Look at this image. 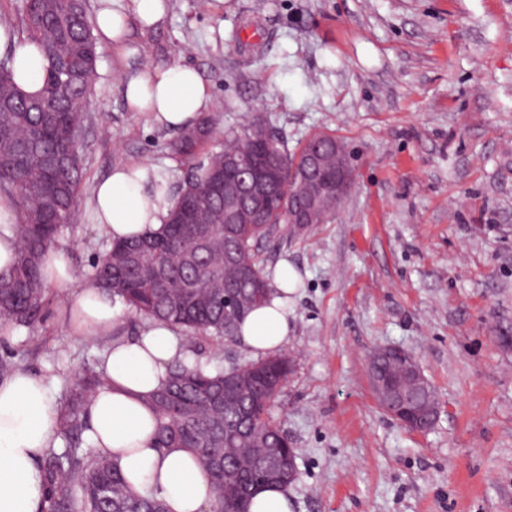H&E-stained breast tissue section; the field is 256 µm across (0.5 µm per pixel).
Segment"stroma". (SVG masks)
<instances>
[{
  "label": "stroma",
  "instance_id": "obj_1",
  "mask_svg": "<svg viewBox=\"0 0 512 512\" xmlns=\"http://www.w3.org/2000/svg\"><path fill=\"white\" fill-rule=\"evenodd\" d=\"M188 65L218 129L260 116L298 150L335 135L353 168L328 223L282 231L264 270L289 262L274 416L298 450L292 512H512V0H169L163 21L103 46L80 140L75 230L58 239L90 271L110 242L88 206L115 165L186 170L160 129L129 112L124 82ZM36 329L0 335V358L62 397L105 343L73 335L61 300ZM413 353L441 413L424 433L376 405L367 358Z\"/></svg>",
  "mask_w": 512,
  "mask_h": 512
}]
</instances>
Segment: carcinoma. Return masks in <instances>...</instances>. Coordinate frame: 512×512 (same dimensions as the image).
<instances>
[{
  "mask_svg": "<svg viewBox=\"0 0 512 512\" xmlns=\"http://www.w3.org/2000/svg\"><path fill=\"white\" fill-rule=\"evenodd\" d=\"M15 15L0 13V26L20 42L36 44L49 59L38 94H24L12 77V48L0 57V197L9 201V226L17 240L12 265L0 271V328H33L48 297L41 258L71 227L84 180L81 149L73 148L85 121L86 93L98 78L101 50L85 0H21ZM216 119L202 114L166 144L167 154L188 170L161 231L114 241L92 264L91 279L136 313L158 319L184 335L185 351L206 336L234 337L251 310L270 296L259 244L288 224V190L308 143L291 153L283 136L261 118L212 139ZM246 152L281 162V185L266 197L261 215L248 223L224 222L226 206L249 212L253 198L245 182L224 183V164ZM204 228L199 239L196 229ZM246 382L232 392L224 383L234 369L176 361L149 398L158 419L155 446L192 451L214 493L213 508L249 512L245 489L284 484L266 469H233L224 484L225 432L231 448L260 462L283 461L296 449L272 416L291 361L274 355L242 363ZM106 384L101 363L85 364L76 388L59 403L58 436L40 469L47 494L43 512H166L159 500L134 492L109 459L86 452V404Z\"/></svg>",
  "mask_w": 512,
  "mask_h": 512,
  "instance_id": "cac0c4a2",
  "label": "carcinoma"
}]
</instances>
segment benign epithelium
Instances as JSON below:
<instances>
[{
	"label": "benign epithelium",
	"mask_w": 512,
	"mask_h": 512,
	"mask_svg": "<svg viewBox=\"0 0 512 512\" xmlns=\"http://www.w3.org/2000/svg\"><path fill=\"white\" fill-rule=\"evenodd\" d=\"M243 167L249 170L257 196H263L274 182L276 165L260 166L253 157L247 156L234 160L231 174ZM351 182L349 163L338 156L336 167L331 169L322 148H312L303 161L301 178L288 194V223L299 231L310 224L326 223L331 218V209L321 205L323 197L330 194L341 201ZM379 357L398 358L409 365V369L403 368L394 376L380 377L375 372ZM368 370L373 397L384 412L416 432H425L435 424L440 406L426 407L419 403L417 393L425 391L430 382L410 352L393 346L377 347L369 357Z\"/></svg>",
	"instance_id": "obj_1"
}]
</instances>
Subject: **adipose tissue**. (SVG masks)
Returning a JSON list of instances; mask_svg holds the SVG:
<instances>
[{
  "instance_id": "ef3b65f1",
  "label": "adipose tissue",
  "mask_w": 512,
  "mask_h": 512,
  "mask_svg": "<svg viewBox=\"0 0 512 512\" xmlns=\"http://www.w3.org/2000/svg\"><path fill=\"white\" fill-rule=\"evenodd\" d=\"M166 0H112L95 16L102 41L125 52L130 25L150 29L165 17ZM48 60L35 44L16 47L13 73L27 94H37ZM128 111L154 126L180 129L211 107V94L191 66L154 68L129 76L124 85ZM156 168L146 162L120 164L93 189L94 219L112 240L159 231L168 203L151 194L158 182ZM48 282L74 285L64 300L71 328L78 336H107L111 342L102 358L107 383L90 400L86 412L95 451L110 455L131 488L162 500L169 512H210L213 495L196 457L183 448L155 447L156 416L150 394L166 377L168 365L181 358L182 348L167 325L150 322L139 336L113 337L121 303L92 281L77 282L63 247L44 256ZM297 272L281 264L274 273L275 289L268 300L242 322L238 338L251 351H279L288 339V295ZM59 405L44 379L17 368L0 379V512H41L45 496L39 466L44 451L58 443Z\"/></svg>"
}]
</instances>
